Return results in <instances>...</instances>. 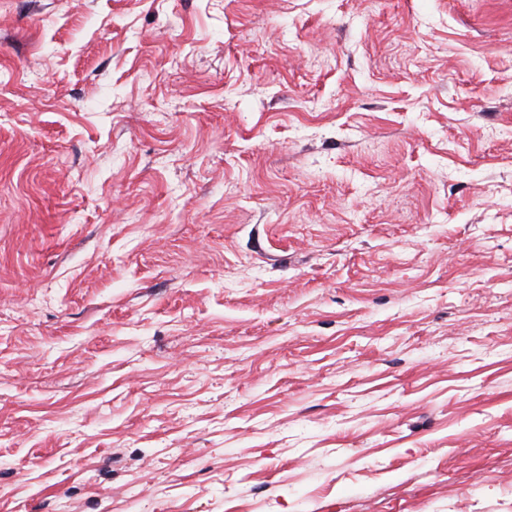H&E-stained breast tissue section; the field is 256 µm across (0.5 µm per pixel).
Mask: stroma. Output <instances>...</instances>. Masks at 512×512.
<instances>
[{"mask_svg":"<svg viewBox=\"0 0 512 512\" xmlns=\"http://www.w3.org/2000/svg\"><path fill=\"white\" fill-rule=\"evenodd\" d=\"M0 512H512V0H0Z\"/></svg>","mask_w":512,"mask_h":512,"instance_id":"35a3bbf8","label":"stroma"}]
</instances>
